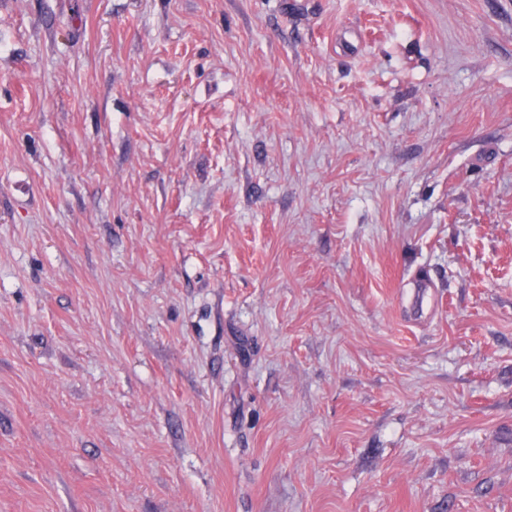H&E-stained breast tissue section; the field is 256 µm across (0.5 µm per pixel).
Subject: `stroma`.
<instances>
[{"mask_svg":"<svg viewBox=\"0 0 512 512\" xmlns=\"http://www.w3.org/2000/svg\"><path fill=\"white\" fill-rule=\"evenodd\" d=\"M0 512H512V0H0Z\"/></svg>","mask_w":512,"mask_h":512,"instance_id":"stroma-1","label":"stroma"}]
</instances>
